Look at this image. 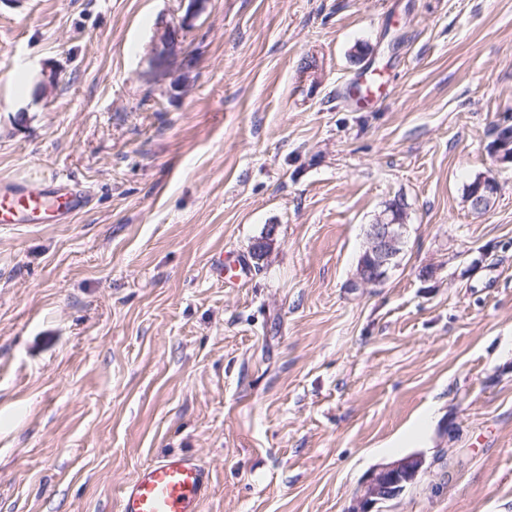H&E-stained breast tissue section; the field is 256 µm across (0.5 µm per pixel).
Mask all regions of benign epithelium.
<instances>
[{
    "mask_svg": "<svg viewBox=\"0 0 512 512\" xmlns=\"http://www.w3.org/2000/svg\"><path fill=\"white\" fill-rule=\"evenodd\" d=\"M183 15L161 18L153 29L148 56L149 72L159 81L169 82L170 90L182 91L176 73L193 66L194 60L185 46V34L205 8V0H182ZM405 224L394 208L382 211L367 229V253L370 265L357 272V284L375 285L382 282L398 258ZM424 461L417 455L408 456L368 473L361 483L351 512H381V504L400 495L413 483Z\"/></svg>",
    "mask_w": 512,
    "mask_h": 512,
    "instance_id": "benign-epithelium-1",
    "label": "benign epithelium"
}]
</instances>
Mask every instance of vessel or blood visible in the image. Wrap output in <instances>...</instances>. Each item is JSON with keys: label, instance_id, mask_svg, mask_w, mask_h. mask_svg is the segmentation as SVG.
<instances>
[{"label": "vessel or blood", "instance_id": "obj_1", "mask_svg": "<svg viewBox=\"0 0 512 512\" xmlns=\"http://www.w3.org/2000/svg\"><path fill=\"white\" fill-rule=\"evenodd\" d=\"M78 184L0 182V227L69 223L84 209ZM212 488L209 469L198 458L171 453L140 468L124 483L118 512H201Z\"/></svg>", "mask_w": 512, "mask_h": 512}]
</instances>
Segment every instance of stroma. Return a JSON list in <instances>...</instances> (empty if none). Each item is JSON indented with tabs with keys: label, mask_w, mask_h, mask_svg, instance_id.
<instances>
[{
	"label": "stroma",
	"mask_w": 512,
	"mask_h": 512,
	"mask_svg": "<svg viewBox=\"0 0 512 512\" xmlns=\"http://www.w3.org/2000/svg\"><path fill=\"white\" fill-rule=\"evenodd\" d=\"M179 6L0 0V180L90 197L0 227V512H117L173 451L202 512H347L410 455L383 512H512V0H207L174 95L145 58ZM398 197V262L356 286ZM420 456H408L368 473L361 483L351 512H381V504L400 495L423 467Z\"/></svg>",
	"instance_id": "stroma-1"
}]
</instances>
